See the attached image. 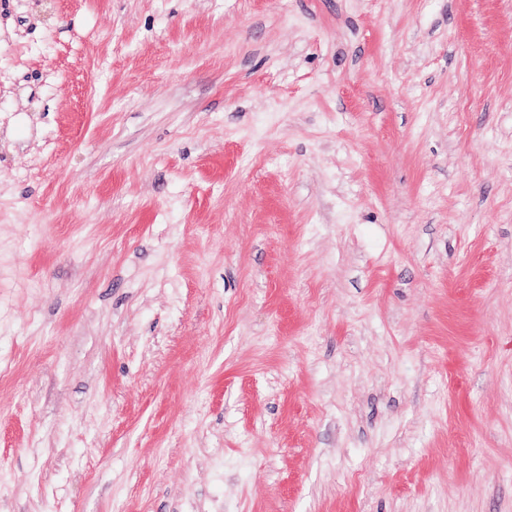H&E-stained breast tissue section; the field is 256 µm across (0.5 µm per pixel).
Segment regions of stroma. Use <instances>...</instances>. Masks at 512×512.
<instances>
[{
  "label": "stroma",
  "instance_id": "35a3bbf8",
  "mask_svg": "<svg viewBox=\"0 0 512 512\" xmlns=\"http://www.w3.org/2000/svg\"><path fill=\"white\" fill-rule=\"evenodd\" d=\"M0 512H512V0H0Z\"/></svg>",
  "mask_w": 512,
  "mask_h": 512
}]
</instances>
